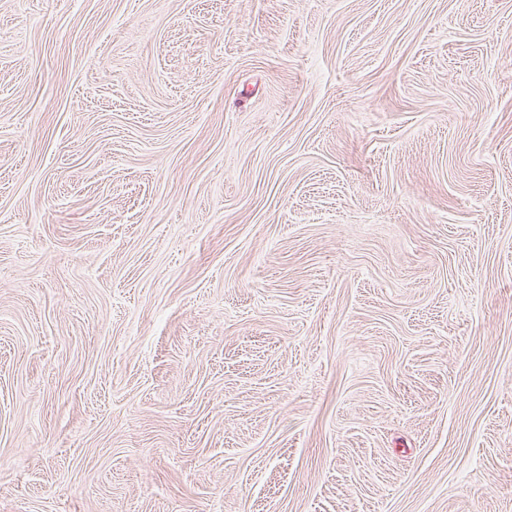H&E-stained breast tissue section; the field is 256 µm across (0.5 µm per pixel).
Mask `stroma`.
<instances>
[{"label":"stroma","instance_id":"35a3bbf8","mask_svg":"<svg viewBox=\"0 0 512 512\" xmlns=\"http://www.w3.org/2000/svg\"><path fill=\"white\" fill-rule=\"evenodd\" d=\"M0 512H512V0H0Z\"/></svg>","mask_w":512,"mask_h":512}]
</instances>
